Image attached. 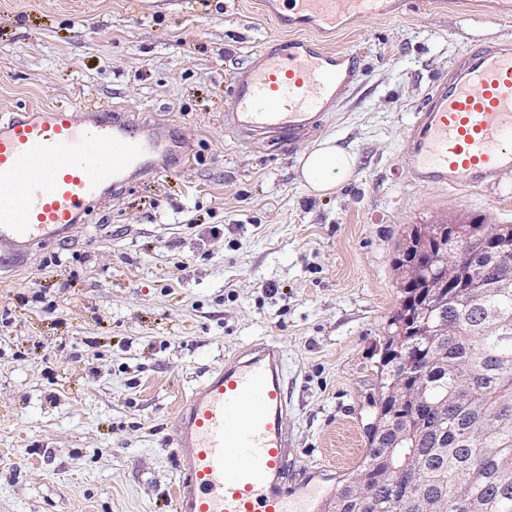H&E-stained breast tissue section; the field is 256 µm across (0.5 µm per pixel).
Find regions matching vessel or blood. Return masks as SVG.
<instances>
[{
	"instance_id": "1",
	"label": "vessel or blood",
	"mask_w": 512,
	"mask_h": 512,
	"mask_svg": "<svg viewBox=\"0 0 512 512\" xmlns=\"http://www.w3.org/2000/svg\"><path fill=\"white\" fill-rule=\"evenodd\" d=\"M409 0H264L291 31L234 72L226 123L277 145L314 136L353 82L355 56L323 36ZM179 141L159 121L99 104H60L0 117V248L28 257L84 223L94 204L145 174L165 172ZM410 177L449 189L512 171V38H487L454 58L403 141ZM175 512H325L290 466L283 351L258 341L211 370L177 412Z\"/></svg>"
}]
</instances>
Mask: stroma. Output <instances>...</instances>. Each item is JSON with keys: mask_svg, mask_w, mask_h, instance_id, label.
<instances>
[{"mask_svg": "<svg viewBox=\"0 0 512 512\" xmlns=\"http://www.w3.org/2000/svg\"><path fill=\"white\" fill-rule=\"evenodd\" d=\"M286 35L261 0H0V115L91 98L184 142L171 174L0 262V512H172L178 408L254 339L283 350L291 466L330 496L368 451L407 231L512 224V173L417 185L402 147L453 58L512 36V18L413 10L335 32L357 69L313 140L356 166L325 196L302 181L301 149L224 126L232 72Z\"/></svg>", "mask_w": 512, "mask_h": 512, "instance_id": "1", "label": "stroma"}]
</instances>
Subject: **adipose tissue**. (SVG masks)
<instances>
[{"mask_svg": "<svg viewBox=\"0 0 512 512\" xmlns=\"http://www.w3.org/2000/svg\"><path fill=\"white\" fill-rule=\"evenodd\" d=\"M355 162L350 150L327 140L303 152L300 172L312 191L329 193L350 180Z\"/></svg>", "mask_w": 512, "mask_h": 512, "instance_id": "1", "label": "adipose tissue"}]
</instances>
